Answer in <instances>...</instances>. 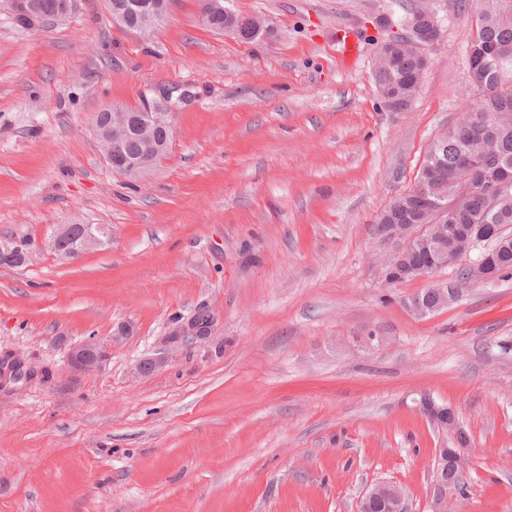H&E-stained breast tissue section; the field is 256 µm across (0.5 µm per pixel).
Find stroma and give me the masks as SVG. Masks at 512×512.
<instances>
[{"label": "stroma", "instance_id": "stroma-1", "mask_svg": "<svg viewBox=\"0 0 512 512\" xmlns=\"http://www.w3.org/2000/svg\"><path fill=\"white\" fill-rule=\"evenodd\" d=\"M227 4L268 33H213L198 0L147 37L109 0L37 31L0 5V242L31 249L0 265V512H357L378 481L431 512L425 392L468 437L457 512H512V271L421 317L407 299L459 266L386 284L399 245L375 235L479 99L467 42L512 0H430L442 36L404 112L372 72L419 0ZM340 27L362 40L347 69ZM167 88V154L113 174L94 114ZM63 224L109 236L66 263L48 247ZM203 309L210 337L171 341ZM90 340L107 361L71 373Z\"/></svg>", "mask_w": 512, "mask_h": 512}]
</instances>
